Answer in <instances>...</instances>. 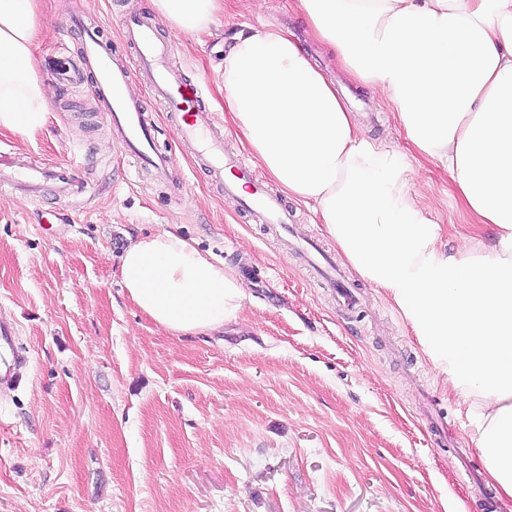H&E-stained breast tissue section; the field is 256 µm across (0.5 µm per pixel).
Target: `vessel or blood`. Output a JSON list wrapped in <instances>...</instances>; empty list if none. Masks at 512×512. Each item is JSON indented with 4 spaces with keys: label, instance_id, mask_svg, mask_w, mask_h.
I'll return each mask as SVG.
<instances>
[{
    "label": "vessel or blood",
    "instance_id": "1",
    "mask_svg": "<svg viewBox=\"0 0 512 512\" xmlns=\"http://www.w3.org/2000/svg\"><path fill=\"white\" fill-rule=\"evenodd\" d=\"M119 31L133 51L134 63H126L116 55L97 28L83 27L79 60L69 57L67 45L58 49L55 67L61 88L85 84L135 169L161 171L174 159L157 148L154 128L138 89L139 84L148 85L175 120L179 140L192 147L197 164L223 195L238 200L256 222L287 228L292 219L286 201L256 178L245 156L225 151L221 123L206 90L177 65L172 41L159 39L155 22L139 14L125 17ZM3 188L34 200L49 189L60 195L82 193L85 183L73 165L33 164L17 150L0 147V189ZM27 363L18 323L0 313V389H12Z\"/></svg>",
    "mask_w": 512,
    "mask_h": 512
}]
</instances>
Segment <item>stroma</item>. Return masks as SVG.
I'll list each match as a JSON object with an SVG mask.
<instances>
[{"label":"stroma","instance_id":"35a3bbf8","mask_svg":"<svg viewBox=\"0 0 512 512\" xmlns=\"http://www.w3.org/2000/svg\"><path fill=\"white\" fill-rule=\"evenodd\" d=\"M36 72L70 18L86 16L117 41L127 11L150 0H42ZM283 28L332 83L367 138L420 170L414 195L443 239L474 223L439 163L419 157L382 99L358 84L309 34L294 0H224L212 30L160 23L188 76L223 111L215 69L243 25ZM45 126L0 133V145L84 164L87 193L26 201L0 190V312L30 356L0 400V512H483L454 448L473 428L382 290L344 262L311 208L289 200L294 235L276 236L224 198L193 164L155 100L149 114L168 178L128 179L86 88L49 93ZM173 230L231 266L246 288L237 320L206 336L159 329L125 296L130 239ZM335 260L360 295L339 310L306 248ZM448 425L454 440L440 432Z\"/></svg>","mask_w":512,"mask_h":512}]
</instances>
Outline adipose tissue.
<instances>
[{"label": "adipose tissue", "mask_w": 512, "mask_h": 512, "mask_svg": "<svg viewBox=\"0 0 512 512\" xmlns=\"http://www.w3.org/2000/svg\"><path fill=\"white\" fill-rule=\"evenodd\" d=\"M311 37L392 109L414 150L447 169L481 231L447 248L410 194L416 171L361 136L316 64L279 28L235 34L218 86L257 164L313 204L338 252L384 290L476 430L512 499V0H295ZM222 0H151L174 29L210 30ZM40 0H0V132L48 114L35 71ZM128 299L158 327L205 335L236 319L237 273L181 236H142L121 257Z\"/></svg>", "instance_id": "adipose-tissue-1"}]
</instances>
